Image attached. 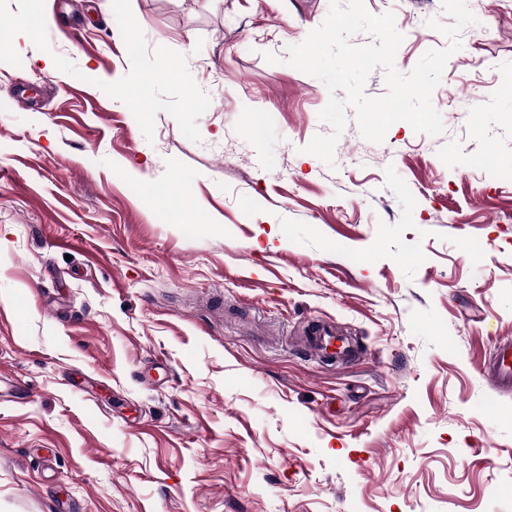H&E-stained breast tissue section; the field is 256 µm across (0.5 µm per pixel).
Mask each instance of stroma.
<instances>
[{
  "label": "stroma",
  "mask_w": 512,
  "mask_h": 512,
  "mask_svg": "<svg viewBox=\"0 0 512 512\" xmlns=\"http://www.w3.org/2000/svg\"><path fill=\"white\" fill-rule=\"evenodd\" d=\"M31 1L0 0V512H512L480 370L512 338V0H467L443 135L349 106L330 164L304 147L346 94L286 62L330 0ZM364 4L400 73L449 44L442 0ZM304 335L312 336L314 348L320 352L321 357L329 364L336 363V360H325L324 356L329 359L335 358L336 349L342 356L343 361H350L359 357L349 342L336 332V327L334 326L318 322L305 329Z\"/></svg>",
  "instance_id": "35a3bbf8"
}]
</instances>
